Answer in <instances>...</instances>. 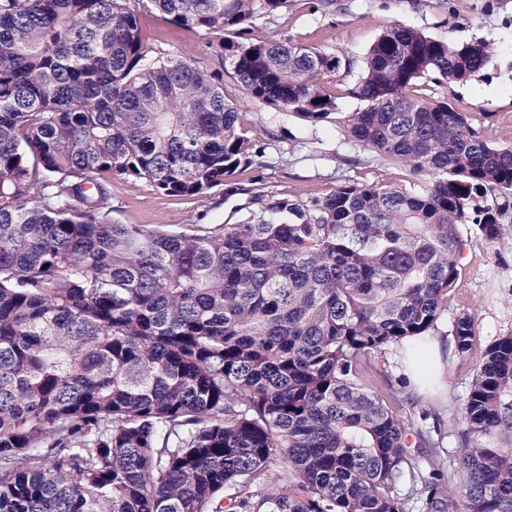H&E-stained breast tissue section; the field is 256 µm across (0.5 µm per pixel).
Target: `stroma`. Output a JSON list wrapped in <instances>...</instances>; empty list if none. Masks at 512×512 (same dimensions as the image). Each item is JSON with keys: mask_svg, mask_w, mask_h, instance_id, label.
I'll use <instances>...</instances> for the list:
<instances>
[{"mask_svg": "<svg viewBox=\"0 0 512 512\" xmlns=\"http://www.w3.org/2000/svg\"><path fill=\"white\" fill-rule=\"evenodd\" d=\"M406 24L427 36L454 43L483 40L494 49L483 70L464 83L421 79L422 93L448 100L471 118L475 127L501 145L512 146V0H334L333 7L312 11L311 0H290L287 10L257 20L259 39L294 41L340 59L326 88L335 94L339 111L351 112L361 103L348 90L359 77L365 55L387 27ZM143 24L152 43L174 50L183 60L208 70L217 59L201 47L193 32L145 13ZM224 94L239 112L247 137L265 140L264 166L249 170L266 191L304 200L329 193L342 182H380L408 191L420 181L401 166L369 164V150L347 143L336 122L311 124L291 112H277L252 99L232 76L224 78ZM241 196L225 197L214 190L208 200L166 197L141 181L116 183L112 190V219L120 224H233L247 211ZM468 310L476 319L472 357H460L451 335L457 313ZM512 333V216L502 237L489 245L469 238L460 255L459 279L448 309L434 334L443 352V375L437 388L416 383L402 364V348L394 345L376 358L373 369L383 391L394 398V409L405 416L435 411L454 449L461 427L460 411L475 374V356L499 336Z\"/></svg>", "mask_w": 512, "mask_h": 512, "instance_id": "1", "label": "stroma"}]
</instances>
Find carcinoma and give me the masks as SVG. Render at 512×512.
<instances>
[{
    "mask_svg": "<svg viewBox=\"0 0 512 512\" xmlns=\"http://www.w3.org/2000/svg\"><path fill=\"white\" fill-rule=\"evenodd\" d=\"M288 0H0V512H512V334L476 361L450 460L369 373L448 310L470 227L512 210V146L433 75L463 83L493 48L387 28L339 121L417 192L348 181L307 200L240 175L223 75L150 46L141 19L197 34L246 95L318 124L339 58L253 37ZM249 196L235 224H115L112 186ZM492 194L496 204H483ZM470 354L475 316L453 321ZM414 448H434L424 459ZM281 458L282 471L272 462Z\"/></svg>",
    "mask_w": 512,
    "mask_h": 512,
    "instance_id": "obj_1",
    "label": "carcinoma"
}]
</instances>
